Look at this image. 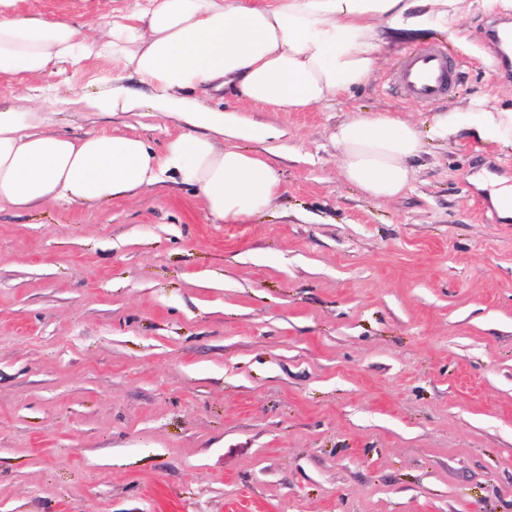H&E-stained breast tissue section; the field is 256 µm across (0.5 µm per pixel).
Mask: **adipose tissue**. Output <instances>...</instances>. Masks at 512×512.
Wrapping results in <instances>:
<instances>
[{"mask_svg":"<svg viewBox=\"0 0 512 512\" xmlns=\"http://www.w3.org/2000/svg\"><path fill=\"white\" fill-rule=\"evenodd\" d=\"M17 2L0 0V78L31 86L56 63L117 57L152 89L151 101L121 86L61 99V106L130 112L148 103L187 129L157 150L119 132L72 138L45 130L41 113L0 108V204L83 206L152 186L165 173L193 187L208 214L240 221L272 209L282 186L262 155L237 142L274 132L211 108L198 90L224 88L252 105L308 111L371 79L383 30L447 29L459 0H144L96 35L64 15H19ZM432 131L443 140L467 131L512 149V107L439 112ZM331 140L345 181L374 199L409 187L422 148L413 124L385 113L345 120Z\"/></svg>","mask_w":512,"mask_h":512,"instance_id":"adipose-tissue-1","label":"adipose tissue"}]
</instances>
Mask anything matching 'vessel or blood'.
<instances>
[{"instance_id": "vessel-or-blood-1", "label": "vessel or blood", "mask_w": 512, "mask_h": 512, "mask_svg": "<svg viewBox=\"0 0 512 512\" xmlns=\"http://www.w3.org/2000/svg\"><path fill=\"white\" fill-rule=\"evenodd\" d=\"M393 81L407 102L431 103L450 93L453 67L444 49L425 46L402 56Z\"/></svg>"}]
</instances>
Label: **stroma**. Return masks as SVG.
Segmentation results:
<instances>
[{
    "label": "stroma",
    "instance_id": "stroma-1",
    "mask_svg": "<svg viewBox=\"0 0 512 512\" xmlns=\"http://www.w3.org/2000/svg\"><path fill=\"white\" fill-rule=\"evenodd\" d=\"M135 0H18L20 15L97 25ZM499 11L461 0L448 31L384 38L375 73L306 112L213 107L280 131L255 144L281 179L271 210L222 222L166 178L92 206L0 207V512H512V220L486 175L512 154L434 112L512 106L485 37ZM437 44L457 86L434 107L387 80ZM121 62L63 64L33 95L52 131L184 129L135 112L55 111L106 91ZM413 123L422 150L398 198L361 194L330 141L354 113Z\"/></svg>",
    "mask_w": 512,
    "mask_h": 512
}]
</instances>
